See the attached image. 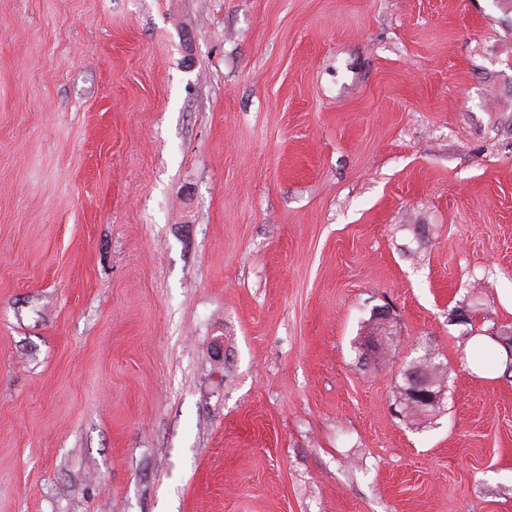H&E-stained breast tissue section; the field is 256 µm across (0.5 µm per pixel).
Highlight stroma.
Returning <instances> with one entry per match:
<instances>
[{
    "mask_svg": "<svg viewBox=\"0 0 512 512\" xmlns=\"http://www.w3.org/2000/svg\"><path fill=\"white\" fill-rule=\"evenodd\" d=\"M509 328L512 0H0V512H512ZM411 373L410 388L407 390V397L410 404L419 408L437 406L441 403L442 390L434 389V384L427 378V372Z\"/></svg>",
    "mask_w": 512,
    "mask_h": 512,
    "instance_id": "35a3bbf8",
    "label": "stroma"
}]
</instances>
